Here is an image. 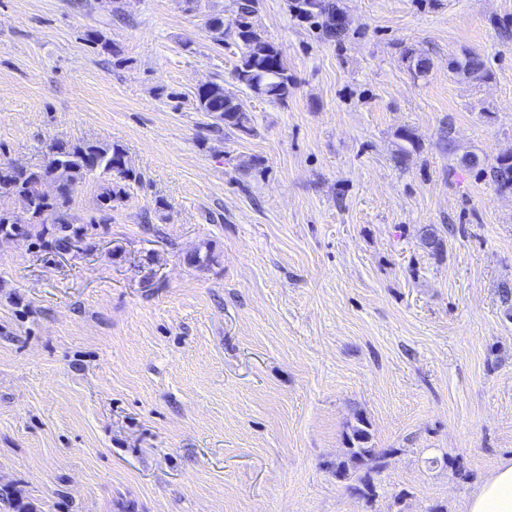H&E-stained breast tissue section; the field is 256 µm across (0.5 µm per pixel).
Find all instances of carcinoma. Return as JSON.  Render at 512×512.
Returning <instances> with one entry per match:
<instances>
[{
    "instance_id": "1",
    "label": "carcinoma",
    "mask_w": 512,
    "mask_h": 512,
    "mask_svg": "<svg viewBox=\"0 0 512 512\" xmlns=\"http://www.w3.org/2000/svg\"><path fill=\"white\" fill-rule=\"evenodd\" d=\"M303 14L299 18L324 27L340 13L336 0H303ZM256 12V0H235V17L229 26L240 49V61L233 77L254 96L270 103L282 104L295 87V79L283 51L274 43L261 37L254 29L250 17ZM456 72L471 80L487 77L484 64L473 55L456 62ZM196 109L213 117L211 131H251V117L244 112L236 97L227 93L224 85L209 82L198 86L194 93ZM398 138L406 142L397 152L398 163L403 164L417 150L414 134L403 130ZM496 189L502 193L512 191V152L500 154L489 166ZM101 178L97 208L100 212L112 210L114 203L127 196V186L140 184L143 174L128 161L125 150L112 143L97 141H53L46 146L45 160L34 167L17 166L0 160V199L17 197L25 203V214L19 218L14 213L0 209V240L16 236L33 239L41 245L59 251H79L86 245L95 220L75 224L70 214L75 188L88 178ZM47 182L57 184L59 191L50 195L43 190ZM198 267H208L215 262L209 244L198 247L190 257ZM353 442L348 448V461L336 466V476L354 478L361 491L374 492L370 472L360 475L362 463L372 464V470L388 465L390 452L369 446V433L364 421L352 428Z\"/></svg>"
}]
</instances>
